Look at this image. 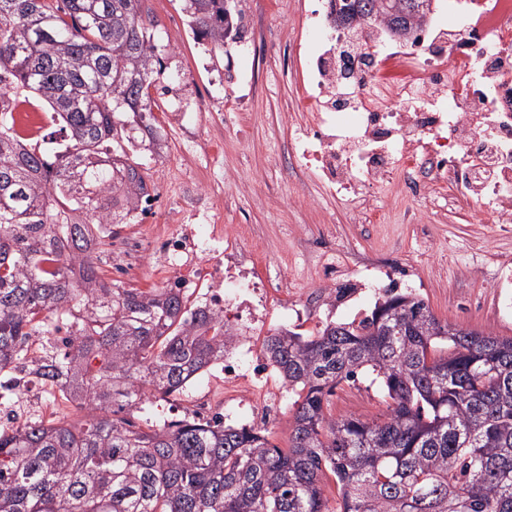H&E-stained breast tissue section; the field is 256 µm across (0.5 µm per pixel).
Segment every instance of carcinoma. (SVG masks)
Returning a JSON list of instances; mask_svg holds the SVG:
<instances>
[{
    "instance_id": "obj_1",
    "label": "carcinoma",
    "mask_w": 512,
    "mask_h": 512,
    "mask_svg": "<svg viewBox=\"0 0 512 512\" xmlns=\"http://www.w3.org/2000/svg\"><path fill=\"white\" fill-rule=\"evenodd\" d=\"M420 0H334L363 47L373 12ZM145 0H0V376L35 375L86 412L0 425V512H512V338L441 323L389 293L371 315L264 344L299 389L288 448L218 416L143 429L118 413L169 396L224 359V318L168 285L103 279L94 240L146 212L136 155L161 149L151 90L169 54ZM184 0L214 51L245 30L244 0ZM35 97L60 139L21 137ZM370 370L388 413L333 418L328 397Z\"/></svg>"
}]
</instances>
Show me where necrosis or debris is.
Here are the masks:
<instances>
[{
	"mask_svg": "<svg viewBox=\"0 0 512 512\" xmlns=\"http://www.w3.org/2000/svg\"><path fill=\"white\" fill-rule=\"evenodd\" d=\"M448 22L422 25L404 42L373 38L379 59L405 75L394 88L366 72L358 56H339L341 30L331 0H313L303 27L315 32L301 63V108L310 118L294 136L293 154L325 191L353 210L374 186L398 181L413 198L447 186L454 202L497 217L512 230V0H452ZM155 258L170 286L207 280L201 308L229 320L262 324L269 288L252 250L229 241L221 225L184 226L160 242ZM221 367L238 385L239 406L266 428L283 405L271 370L245 337Z\"/></svg>",
	"mask_w": 512,
	"mask_h": 512,
	"instance_id": "necrosis-or-debris-1",
	"label": "necrosis or debris"
}]
</instances>
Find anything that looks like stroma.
<instances>
[{
    "instance_id": "35a3bbf8",
    "label": "stroma",
    "mask_w": 512,
    "mask_h": 512,
    "mask_svg": "<svg viewBox=\"0 0 512 512\" xmlns=\"http://www.w3.org/2000/svg\"><path fill=\"white\" fill-rule=\"evenodd\" d=\"M310 0H245L241 42L214 55L197 43L180 0H147L149 16L172 56L170 91L154 110L164 148L148 162L157 193L156 215L117 228L100 266L112 281L139 288L162 285L166 271L151 256L153 240L171 225L218 220L225 234L250 225L249 244L261 256V275L288 279L296 290L318 281L323 268L337 277L353 272L361 258L390 255L415 267L419 279L410 290L441 322L499 337H512V319L497 310L493 273L512 262V233L494 219L458 206H426L395 187L380 186L383 202L376 224L352 223L345 207L328 197L301 169L290 141L301 119L298 110L302 73L286 46L305 52L314 34L302 29ZM252 72L245 83L232 82L237 71ZM343 306L312 305L303 314L284 312L272 301L265 324L254 330L256 346L281 329L309 336L323 324L345 323L369 315L379 299L373 283L353 286ZM225 423L245 425L250 411L229 401L224 376L212 367L184 390L155 397L133 410L137 425H160L191 416L198 402ZM327 411L336 418L382 420L387 413L380 386L371 373L337 386Z\"/></svg>"
}]
</instances>
